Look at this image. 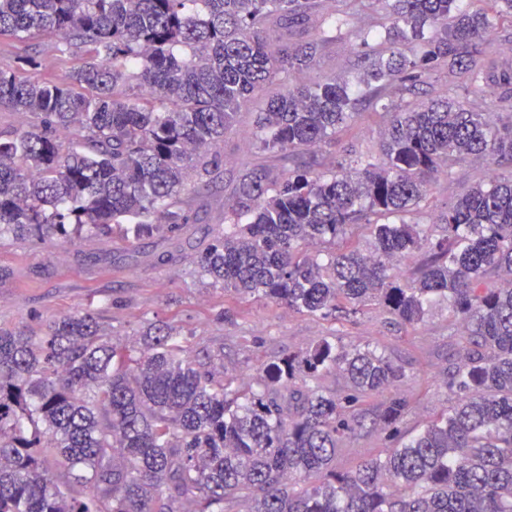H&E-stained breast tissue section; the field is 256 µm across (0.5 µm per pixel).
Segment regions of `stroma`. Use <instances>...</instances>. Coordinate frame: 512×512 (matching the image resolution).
Segmentation results:
<instances>
[{
    "mask_svg": "<svg viewBox=\"0 0 512 512\" xmlns=\"http://www.w3.org/2000/svg\"><path fill=\"white\" fill-rule=\"evenodd\" d=\"M347 23L335 40H327L320 24L310 26L307 40L322 42L314 65L300 73L304 82L344 78L358 68L362 40L377 42L384 30L370 12H359L342 0ZM49 35L26 44L0 42V59L33 55L42 73L64 77L76 63L61 56ZM268 90L236 116L224 135L222 168L214 184L193 195L187 224L165 237L130 246L95 236L78 241L61 237L46 242H13L0 246V324L44 328L57 316L94 308L116 337L131 339L147 323L164 320L177 328L193 356L208 359L218 376L248 385L256 382L264 365L306 351L325 336L339 337L348 347H374L402 365L406 376L397 390L410 400L400 430L409 434L445 411L451 403L448 371L461 354L457 323L446 305L433 308L427 321L409 326L389 319L375 305L348 321L317 314L296 313L262 298L238 299L223 284L213 282L196 264L197 253L209 242L210 231L224 227V210L232 202L239 180L267 169L280 174L273 154L253 143L252 133ZM387 118L381 110L363 109L345 125L324 153L328 158L352 159L378 151ZM487 161L472 157L440 177L421 203L418 217L432 223L449 202L456 200L478 173L488 172ZM385 432L347 440L336 456L337 469L392 447Z\"/></svg>",
    "mask_w": 512,
    "mask_h": 512,
    "instance_id": "stroma-1",
    "label": "stroma"
}]
</instances>
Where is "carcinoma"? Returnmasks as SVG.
Instances as JSON below:
<instances>
[{
	"label": "carcinoma",
	"mask_w": 512,
	"mask_h": 512,
	"mask_svg": "<svg viewBox=\"0 0 512 512\" xmlns=\"http://www.w3.org/2000/svg\"><path fill=\"white\" fill-rule=\"evenodd\" d=\"M386 41L356 87L294 82L268 96L253 133L279 178L239 181L224 232L201 271L242 299L349 320L369 304L410 326L448 301L465 361L448 372L454 403L393 448L336 471L340 443L399 432L404 367L326 336L268 363L258 388L216 379L169 323L140 346L91 310L37 333L0 326V512H512V0H366ZM323 0H0V40L58 39L81 56L61 81L0 63V109L28 118L0 129V238L134 241L187 223L188 195L223 164L220 144L243 106L312 65L304 35ZM448 68L468 90L393 111L397 87ZM499 90L498 120L482 109ZM364 101L387 111L379 157L326 165ZM470 156L497 173L470 186L437 224L409 222L440 176ZM368 233L366 248L353 239ZM421 252L405 275L395 263ZM511 279L487 287L490 276ZM339 373L346 392L322 380ZM51 459L55 470L46 466Z\"/></svg>",
	"instance_id": "cac0c4a2"
}]
</instances>
